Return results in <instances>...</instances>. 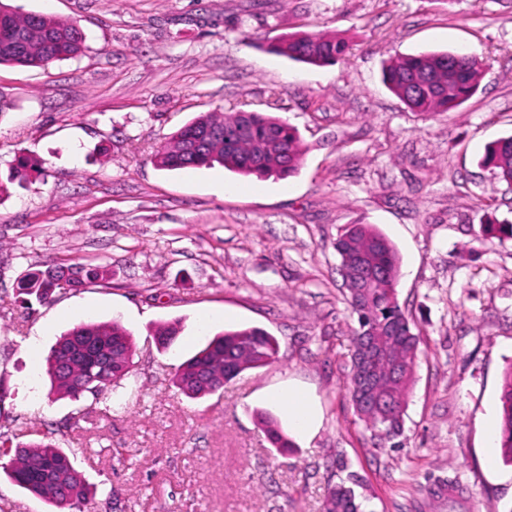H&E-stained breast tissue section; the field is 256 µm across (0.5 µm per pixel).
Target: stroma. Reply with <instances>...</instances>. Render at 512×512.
Segmentation results:
<instances>
[{
    "mask_svg": "<svg viewBox=\"0 0 512 512\" xmlns=\"http://www.w3.org/2000/svg\"><path fill=\"white\" fill-rule=\"evenodd\" d=\"M77 22L83 52L0 67V425L78 449L92 494L72 512H323L358 481L365 512H512V463L485 446L512 364V188L479 159L512 135V0H0ZM309 32L349 43L317 67L268 53ZM466 53L477 91L433 117L382 81L392 59ZM259 110L298 129L297 174L166 171L154 152L205 112ZM42 165L11 181L14 160ZM373 225L397 249L398 299L422 332L404 432L375 447L346 397L350 317L333 244ZM107 266L108 284L24 308L29 270ZM117 322L134 367L106 405L52 393L61 334ZM178 337L158 350L156 327ZM260 327L277 361L190 398L179 365L214 335ZM316 395L322 425L288 453L273 390Z\"/></svg>",
    "mask_w": 512,
    "mask_h": 512,
    "instance_id": "stroma-1",
    "label": "stroma"
}]
</instances>
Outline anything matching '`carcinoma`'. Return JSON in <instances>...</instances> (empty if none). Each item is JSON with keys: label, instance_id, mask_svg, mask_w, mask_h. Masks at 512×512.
Returning <instances> with one entry per match:
<instances>
[{"label": "carcinoma", "instance_id": "carcinoma-1", "mask_svg": "<svg viewBox=\"0 0 512 512\" xmlns=\"http://www.w3.org/2000/svg\"><path fill=\"white\" fill-rule=\"evenodd\" d=\"M84 34L74 21H62L35 12L20 13L0 2V65L43 68L82 52ZM347 49L342 39L322 34L294 33L268 46L274 54L313 65H326L341 58ZM483 75L474 57L452 52L401 56L383 72L384 82L410 109L435 116L454 109L478 88ZM155 160L165 170L212 167L216 164L241 175L286 178L298 173L303 149L297 129L288 122L255 111L203 113L156 149ZM481 164L512 185V136L489 143ZM340 258L338 272L371 281L364 300L352 289L345 292L350 328V366H355L357 348L366 329L379 335L387 358L379 366V377L360 399L354 373H349L347 394L358 419L371 439L391 442L403 434L407 396L414 381L420 333L405 315L397 296L399 259L394 247L370 224H349L335 242ZM79 277H67L63 268L51 265L29 271L20 279L22 294L39 303L52 300L60 283L77 291L90 284L105 283L110 271L104 266L73 263ZM177 329L161 325L154 332L157 346L168 349ZM90 339L106 353L112 347L133 354L130 333L117 323H83L63 333L47 358V374L57 393L80 403L100 399L132 371L127 359L116 361L104 373L87 366L82 358L64 369L62 364L79 340ZM279 342L257 327L228 330L213 338L181 363L176 386L197 398L224 387V378L277 360ZM502 420L500 447L512 460V368L504 376L500 396ZM266 433L279 448L292 442L269 417L260 415ZM78 448H61L48 440L17 447L15 458L3 471L16 486L49 500L57 509H72L86 500L88 489L76 469ZM363 503L353 487L342 481L328 492L323 512H362Z\"/></svg>", "mask_w": 512, "mask_h": 512}]
</instances>
